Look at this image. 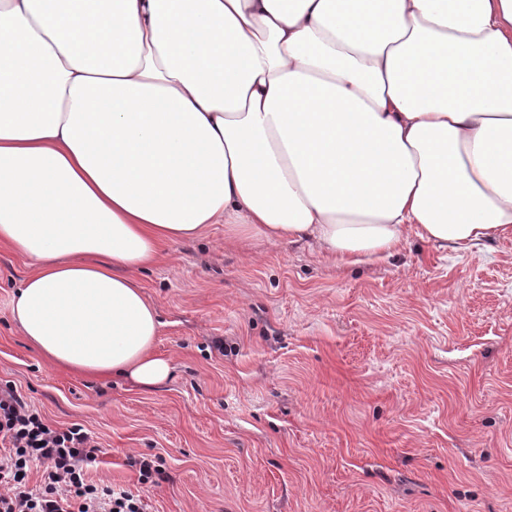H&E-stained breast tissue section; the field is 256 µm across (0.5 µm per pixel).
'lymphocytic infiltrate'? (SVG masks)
Returning a JSON list of instances; mask_svg holds the SVG:
<instances>
[{"label": "lymphocytic infiltrate", "mask_w": 512, "mask_h": 512, "mask_svg": "<svg viewBox=\"0 0 512 512\" xmlns=\"http://www.w3.org/2000/svg\"><path fill=\"white\" fill-rule=\"evenodd\" d=\"M99 451L82 425L52 427L16 388L0 386V512H147L141 494L87 480ZM38 467L42 481L28 488Z\"/></svg>", "instance_id": "obj_1"}]
</instances>
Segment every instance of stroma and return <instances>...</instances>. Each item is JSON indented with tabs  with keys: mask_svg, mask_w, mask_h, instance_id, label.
Wrapping results in <instances>:
<instances>
[{
	"mask_svg": "<svg viewBox=\"0 0 512 512\" xmlns=\"http://www.w3.org/2000/svg\"><path fill=\"white\" fill-rule=\"evenodd\" d=\"M28 272L0 248V386L148 512H512V239L336 266L210 225L138 274L173 365L151 391L48 365L10 315Z\"/></svg>",
	"mask_w": 512,
	"mask_h": 512,
	"instance_id": "35a3bbf8",
	"label": "stroma"
}]
</instances>
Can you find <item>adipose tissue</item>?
<instances>
[{
	"instance_id": "adipose-tissue-1",
	"label": "adipose tissue",
	"mask_w": 512,
	"mask_h": 512,
	"mask_svg": "<svg viewBox=\"0 0 512 512\" xmlns=\"http://www.w3.org/2000/svg\"><path fill=\"white\" fill-rule=\"evenodd\" d=\"M212 224L338 263L512 239V0H0L29 345L162 386L135 274Z\"/></svg>"
}]
</instances>
